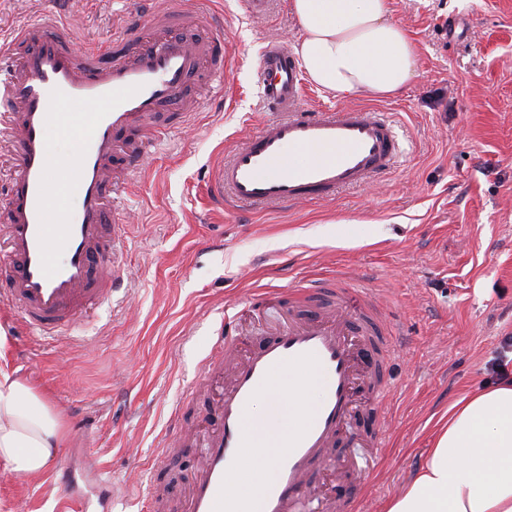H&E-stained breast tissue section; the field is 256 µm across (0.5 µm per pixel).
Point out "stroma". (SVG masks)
<instances>
[{
  "label": "stroma",
  "instance_id": "obj_1",
  "mask_svg": "<svg viewBox=\"0 0 512 512\" xmlns=\"http://www.w3.org/2000/svg\"><path fill=\"white\" fill-rule=\"evenodd\" d=\"M197 37L224 40L223 84L195 95L189 126L153 149L120 207L129 226L115 256L123 281L109 304L69 335L40 336L0 301V365L41 388L64 418L66 441L41 475L0 476V512H67L63 469L93 450L112 512H167L183 503L196 447L156 475L173 427L205 431L224 375L186 404L197 361L224 314L260 341L281 320L250 299L299 281L347 275L379 295L396 355L384 403L386 446L368 471L360 448L336 451L319 476L324 502L383 512L419 472L452 405L495 382L512 336V0H390L417 49L416 78L397 98L336 99L305 83V108L364 107L394 121L405 154L395 170L326 201L291 208L215 207L217 166L270 113L258 61L272 41L293 47L288 0L252 14L246 0H199ZM58 15L83 48L146 23L138 0H0V38Z\"/></svg>",
  "mask_w": 512,
  "mask_h": 512
}]
</instances>
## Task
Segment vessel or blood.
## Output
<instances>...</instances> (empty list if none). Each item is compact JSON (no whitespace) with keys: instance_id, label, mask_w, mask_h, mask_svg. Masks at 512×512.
Instances as JSON below:
<instances>
[{"instance_id":"obj_1","label":"vessel or blood","mask_w":512,"mask_h":512,"mask_svg":"<svg viewBox=\"0 0 512 512\" xmlns=\"http://www.w3.org/2000/svg\"><path fill=\"white\" fill-rule=\"evenodd\" d=\"M152 17L156 35L128 24L106 47L76 50L55 19L18 33L23 51L0 83V135L11 153L0 207V245L7 261L0 297L44 336H65L111 297L122 277L112 265L126 233L119 192L141 173L151 148L178 119L191 117L186 97L195 80L224 81V42L165 37L170 24L195 28L193 0H161ZM260 94L271 117L248 135L216 171L210 194L234 205L290 206L328 200L391 172L401 146L391 121L362 108H300L303 80L287 48L270 43L259 60ZM73 141L74 155L57 154L51 140ZM306 163H299V155ZM72 206L51 204L52 176ZM289 299L275 333L249 344L226 326L200 367L201 376L231 366L224 395L188 499L187 512H302L318 500L312 465H328L365 415L359 432L370 457L383 447V402L390 390V328L375 298L337 278L273 292ZM315 370L324 381L311 409L296 407L277 478L257 497L238 504L224 488L250 446L249 409L284 371Z\"/></svg>"}]
</instances>
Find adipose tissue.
Segmentation results:
<instances>
[{
  "mask_svg": "<svg viewBox=\"0 0 512 512\" xmlns=\"http://www.w3.org/2000/svg\"><path fill=\"white\" fill-rule=\"evenodd\" d=\"M288 7L299 31L294 51L318 90L392 97L416 77L415 44L392 18L390 0H289ZM321 386L311 372L297 388L262 393L251 409L249 466L230 479V497L251 501L258 482L274 481L288 414L315 402ZM65 437L42 392L0 367V469L42 474ZM385 512H512V379L453 405L423 470Z\"/></svg>",
  "mask_w": 512,
  "mask_h": 512,
  "instance_id": "ef3b65f1",
  "label": "adipose tissue"
}]
</instances>
